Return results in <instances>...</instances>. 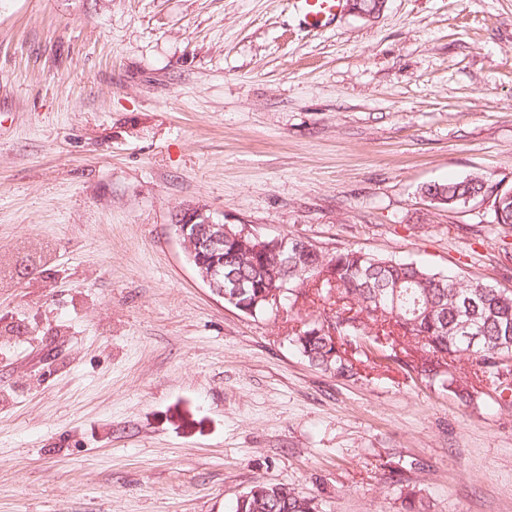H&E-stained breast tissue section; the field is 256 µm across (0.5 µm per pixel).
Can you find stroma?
I'll use <instances>...</instances> for the list:
<instances>
[{"label": "stroma", "instance_id": "obj_1", "mask_svg": "<svg viewBox=\"0 0 512 512\" xmlns=\"http://www.w3.org/2000/svg\"><path fill=\"white\" fill-rule=\"evenodd\" d=\"M0 0V512H512V405L393 362L324 373L294 315H243L174 210L512 290V0ZM344 0H298L304 28L319 29L336 19ZM423 194L439 205L453 208L471 201L492 198V223L512 226V187L502 189L490 185L484 174H473L461 181L434 183L425 187ZM232 512H321L316 497L285 484H258L240 497Z\"/></svg>", "mask_w": 512, "mask_h": 512}]
</instances>
